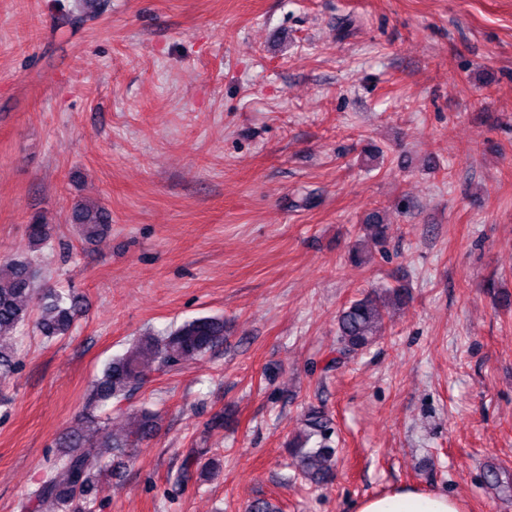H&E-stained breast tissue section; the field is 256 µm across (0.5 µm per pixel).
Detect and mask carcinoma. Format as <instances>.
Returning <instances> with one entry per match:
<instances>
[{
  "mask_svg": "<svg viewBox=\"0 0 512 512\" xmlns=\"http://www.w3.org/2000/svg\"><path fill=\"white\" fill-rule=\"evenodd\" d=\"M70 222L77 225L87 241L99 238L112 223L105 206L83 200L71 206ZM374 243L386 237L387 225L379 213L366 224ZM51 227L42 214L32 217L27 230L28 255L0 262V381L12 375L17 366L16 352L7 338L34 324L48 341L71 333L81 309V301L58 288L35 286L32 253L45 246ZM401 288L389 287L383 294L352 300L337 318L336 352L356 354L381 336V309L388 301H398ZM224 340V319L199 317L174 328L163 336H140L121 356L108 362L101 375L90 384L82 409V422L59 439L66 449L55 457L50 474L21 502L22 512H40L50 502L58 512H93L96 477L100 465L114 451L136 448L150 439L159 427L160 417L149 408L133 413V425L123 434H115L101 412L112 402H121L146 383V368L159 373L179 370ZM303 431L288 440L287 448L299 473L314 484L323 483L331 474L336 448L332 445L334 427L323 408L311 406L304 414ZM220 458L208 448H193L183 469L181 481L205 480L217 474Z\"/></svg>",
  "mask_w": 512,
  "mask_h": 512,
  "instance_id": "carcinoma-1",
  "label": "carcinoma"
}]
</instances>
